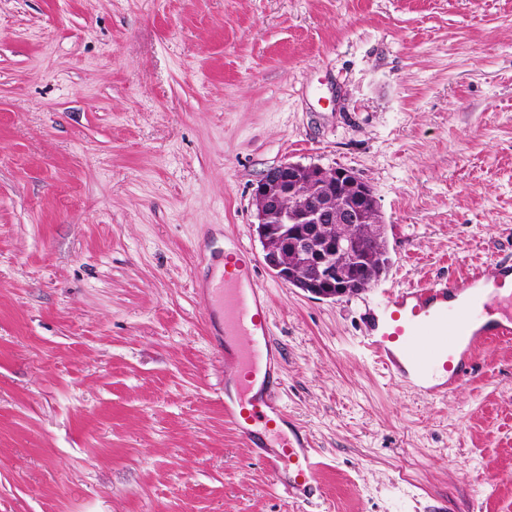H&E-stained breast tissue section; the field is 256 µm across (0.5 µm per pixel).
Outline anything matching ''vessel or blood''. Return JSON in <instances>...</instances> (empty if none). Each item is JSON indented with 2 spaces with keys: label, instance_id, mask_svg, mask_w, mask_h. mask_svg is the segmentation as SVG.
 <instances>
[{
  "label": "vessel or blood",
  "instance_id": "vessel-or-blood-1",
  "mask_svg": "<svg viewBox=\"0 0 512 512\" xmlns=\"http://www.w3.org/2000/svg\"><path fill=\"white\" fill-rule=\"evenodd\" d=\"M512 261L494 260L462 280H429L382 294L370 309L363 348L395 382L431 395L447 394L470 372L474 342L512 338V322L495 319L483 298L503 288ZM204 300L224 308V340L218 348L237 370L224 380V421L255 448L273 478L306 502L320 463L307 436L287 425L288 416L267 386L279 354L254 264L238 239L228 241L224 270L202 289Z\"/></svg>",
  "mask_w": 512,
  "mask_h": 512
}]
</instances>
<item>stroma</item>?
Instances as JSON below:
<instances>
[{"label":"stroma","mask_w":512,"mask_h":512,"mask_svg":"<svg viewBox=\"0 0 512 512\" xmlns=\"http://www.w3.org/2000/svg\"><path fill=\"white\" fill-rule=\"evenodd\" d=\"M373 189L391 263L315 300L252 191ZM255 260L302 503L224 422L195 288ZM512 257V0H0V512H512V342L445 396L362 351L370 302Z\"/></svg>","instance_id":"stroma-1"}]
</instances>
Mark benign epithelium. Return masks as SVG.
Masks as SVG:
<instances>
[{
    "label": "benign epithelium",
    "instance_id": "benign-epithelium-1",
    "mask_svg": "<svg viewBox=\"0 0 512 512\" xmlns=\"http://www.w3.org/2000/svg\"><path fill=\"white\" fill-rule=\"evenodd\" d=\"M253 204L267 266L316 299L348 295L351 242L382 237L372 187L344 168L283 163L258 181Z\"/></svg>",
    "mask_w": 512,
    "mask_h": 512
}]
</instances>
